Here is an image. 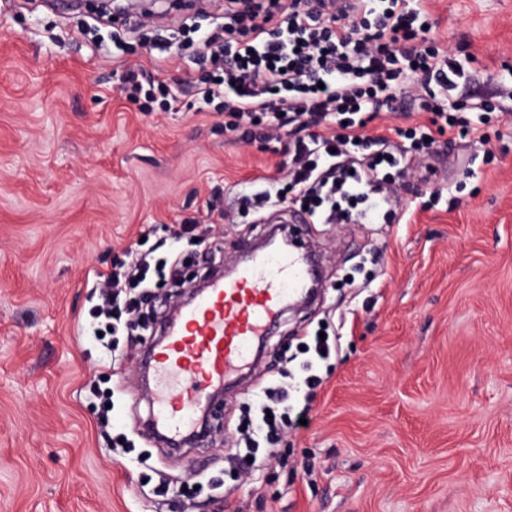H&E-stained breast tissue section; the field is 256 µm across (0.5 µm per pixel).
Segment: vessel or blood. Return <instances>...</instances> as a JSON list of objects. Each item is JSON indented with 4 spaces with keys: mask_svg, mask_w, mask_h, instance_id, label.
I'll return each mask as SVG.
<instances>
[{
    "mask_svg": "<svg viewBox=\"0 0 512 512\" xmlns=\"http://www.w3.org/2000/svg\"><path fill=\"white\" fill-rule=\"evenodd\" d=\"M312 282L311 260L302 246L257 253L233 274L212 279L148 351L147 369L155 380L148 429L171 443L202 444L205 390L241 377L288 297Z\"/></svg>",
    "mask_w": 512,
    "mask_h": 512,
    "instance_id": "obj_1",
    "label": "vessel or blood"
}]
</instances>
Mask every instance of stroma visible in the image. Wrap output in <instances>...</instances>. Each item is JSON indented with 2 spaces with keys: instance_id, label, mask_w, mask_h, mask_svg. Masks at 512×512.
<instances>
[{
  "instance_id": "1",
  "label": "stroma",
  "mask_w": 512,
  "mask_h": 512,
  "mask_svg": "<svg viewBox=\"0 0 512 512\" xmlns=\"http://www.w3.org/2000/svg\"><path fill=\"white\" fill-rule=\"evenodd\" d=\"M425 6L430 39L466 59L456 99L495 108L485 144L435 145L402 223L298 225L322 296L283 314L204 447L173 453L143 427L140 346L120 333L108 350L84 329L94 274L132 242L198 277L236 261L288 217L232 200L274 174L280 145L241 142L199 108V40L223 0H149L96 33L90 6L0 0V512H512V0ZM131 68L172 109L121 95ZM189 216L222 251L203 259L181 237ZM320 322L337 349L309 422L250 487L225 454L240 403L282 356L303 377L298 344Z\"/></svg>"
}]
</instances>
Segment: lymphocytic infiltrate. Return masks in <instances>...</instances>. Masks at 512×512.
<instances>
[{
    "instance_id": "lymphocytic-infiltrate-1",
    "label": "lymphocytic infiltrate",
    "mask_w": 512,
    "mask_h": 512,
    "mask_svg": "<svg viewBox=\"0 0 512 512\" xmlns=\"http://www.w3.org/2000/svg\"><path fill=\"white\" fill-rule=\"evenodd\" d=\"M429 13L410 0H224V23L208 33L217 74L201 88L204 106L223 109L227 126L245 142L287 139L288 160L266 187L238 198L243 209L289 205L316 224H356L398 219L396 206L410 178L432 152L435 136L482 141L466 114L472 106L451 101L463 66L428 38ZM411 99L430 113L429 126L397 129L396 139L366 131L375 113ZM123 273H96L99 312L124 306L131 331H143L137 290L156 281H178L179 256L149 264L128 247ZM328 341L306 345L302 383L279 372L257 400L243 404L244 449L234 467L255 478L264 459L262 440L283 426H298L310 406L292 392L313 388L315 366Z\"/></svg>"
}]
</instances>
